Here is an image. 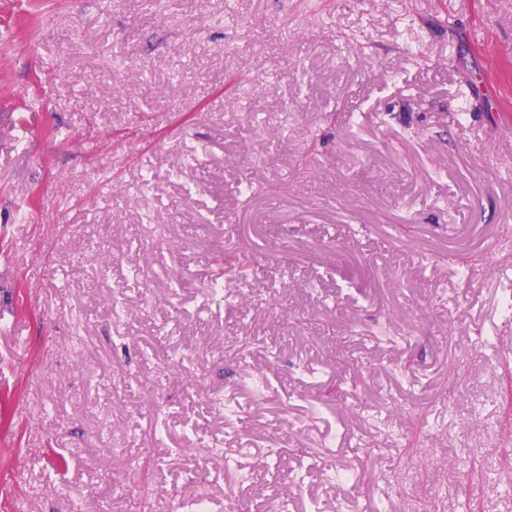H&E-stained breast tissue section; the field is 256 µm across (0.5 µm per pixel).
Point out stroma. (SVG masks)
Returning <instances> with one entry per match:
<instances>
[{"label":"stroma","mask_w":512,"mask_h":512,"mask_svg":"<svg viewBox=\"0 0 512 512\" xmlns=\"http://www.w3.org/2000/svg\"><path fill=\"white\" fill-rule=\"evenodd\" d=\"M510 296L512 0H0V512H512Z\"/></svg>","instance_id":"stroma-1"}]
</instances>
